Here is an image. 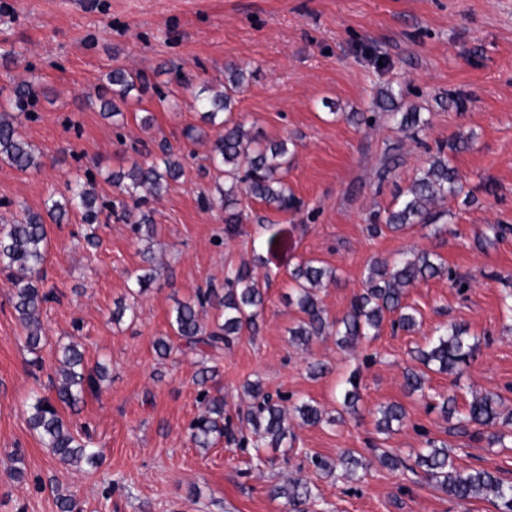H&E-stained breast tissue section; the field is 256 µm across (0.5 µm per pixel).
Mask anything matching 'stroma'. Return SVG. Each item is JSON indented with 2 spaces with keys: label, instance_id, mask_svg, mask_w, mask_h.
<instances>
[{
  "label": "stroma",
  "instance_id": "obj_1",
  "mask_svg": "<svg viewBox=\"0 0 512 512\" xmlns=\"http://www.w3.org/2000/svg\"><path fill=\"white\" fill-rule=\"evenodd\" d=\"M247 75L234 107L246 130L287 140L293 159L285 180L301 205L277 212L246 199L242 224L207 208L218 174L206 159L218 128L204 124L195 94L223 79L226 66ZM145 75L124 114L104 118L90 100L112 69ZM32 96L23 130L43 165L20 172L0 162V227L21 209L44 211L76 172L91 171L100 198L118 196L107 177L132 162H151L167 144L185 173L159 197L128 204L96 227L70 212L48 227L46 286L55 297L42 315L43 344L28 352L0 274V512H59L58 494L75 495L84 512H288L272 486L301 478L318 500L309 512H495L485 500H450L415 457L427 441L447 443L456 465L512 481V438L505 446L462 434L456 419L433 409L430 394H453L458 407L485 392L512 407V0H0V102L14 83ZM396 91L399 111L430 122L420 135L389 119L382 102ZM353 112L371 123L350 120ZM195 139H188L187 129ZM472 137L451 153L463 193L433 207V221L370 236L372 214L390 209L398 191L429 165L430 148ZM151 213L154 237L132 231ZM284 245L266 254V240ZM155 257L156 280L136 311L113 320L128 294L130 271ZM437 255L449 276L411 288L421 326L408 334L383 325L374 339L341 349L335 337L291 343L300 318L290 306V272L315 260L336 272L318 295L329 318L341 317L363 286L368 263L400 253ZM268 282L256 333L234 339L218 358L161 357L154 342L170 332L176 301L224 286L241 265ZM470 282L459 292L449 280ZM466 325L478 357L461 374L429 372L426 395L409 393L403 374L411 353L437 327ZM80 344L87 368L104 363L107 378L85 393L64 420L87 432L98 466L60 462L28 422L34 395H51L59 342ZM323 364L322 375L309 367ZM214 375L198 385L203 369ZM359 371L358 415L344 413L341 392ZM249 382L284 408L314 401L327 421L300 425L265 449L220 439L196 447L189 426L204 411L201 389L223 397L224 420L238 426L252 400ZM404 407V425L376 430L377 410ZM351 449L369 461L361 480L317 470L312 457L335 462ZM394 450L401 467L382 466L376 449Z\"/></svg>",
  "mask_w": 512,
  "mask_h": 512
}]
</instances>
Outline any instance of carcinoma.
<instances>
[{
    "instance_id": "cac0c4a2",
    "label": "carcinoma",
    "mask_w": 512,
    "mask_h": 512,
    "mask_svg": "<svg viewBox=\"0 0 512 512\" xmlns=\"http://www.w3.org/2000/svg\"><path fill=\"white\" fill-rule=\"evenodd\" d=\"M245 77L242 70L228 68L224 74L223 89L210 96L195 97L201 120L218 125L224 132L212 142L206 159L224 173L229 182L226 188H217L218 197L208 200V206H220L227 214L226 223H242V211L238 209L240 197L258 200L278 211L287 212L298 207V201L288 188L284 174L288 171L293 154L284 140H261L232 119L237 96L241 93ZM146 88V77L140 72L115 68L107 74V84L100 87L96 97L103 115L115 117L121 114V106L128 103V95L135 88ZM30 87L26 83L15 86L10 100L12 110L24 112L28 106ZM392 119L401 129L419 133L427 120L419 112H393ZM175 153L162 149V155L149 164L133 162L128 171L112 173L109 182L120 193L134 202H142L140 191L157 194L163 183L177 180L184 174V166L172 160ZM0 160L20 172L39 169L43 162L35 154L15 116L0 113ZM69 195L64 202L54 201L42 212L22 210L20 217L0 228V269L8 272L12 288V302L26 332V345L31 351L42 342L40 321L43 306L53 293L44 288L42 268L46 261L49 236L47 225L60 224L71 210L82 214L84 223H100L103 207L98 205L94 180L86 174H78L67 184ZM462 192L458 173L445 154L443 146L431 156L429 167L413 181L407 190L398 195L393 208L387 211L385 225L393 232L402 231L413 224H426L432 219L430 205L438 200L456 197ZM379 224L371 225V231H381ZM448 273V269L424 252L411 258L393 262L373 260L364 277L363 288L354 295L349 310L340 318L330 321L325 316L317 290L323 282L335 279L333 270L304 261L290 272L294 283L288 303L297 307L301 318L288 330L292 339L302 345L321 336H334L336 343L353 348L364 340L378 335L386 317L392 315V324L412 332L420 325L417 310L407 303L410 288ZM264 304V285L247 269H241L234 278L227 280L224 294L214 288L198 290L189 301L178 302L170 316L172 335L157 339L156 352L167 356L184 348L195 350L210 348L219 350L232 340L257 327L259 310ZM216 309L215 327L204 328L200 322L201 311L206 307ZM479 351L476 342H470L468 330L452 323L429 338L426 347L415 351L414 359L423 366L418 371H405V387L411 393L424 391L426 371L441 373L462 372ZM61 356L57 370L55 390L57 401L36 397L29 405L28 423L40 436L45 447L70 464L74 461L94 463L96 453L90 448V438L75 432L63 419L57 404L74 408L87 391L99 388L104 374L101 365L86 369L83 354L74 342L59 346ZM359 371L351 373L344 390L343 403L351 411H357L359 395ZM253 403L240 418L239 432L250 431L252 441L240 436L238 444H253L255 451L263 448H279L289 433L285 409L258 384L248 385ZM205 405L202 416L190 424V436L196 447L210 448L217 440L232 436L224 424V401L209 396L207 390L200 393ZM504 398L498 393H486L474 398L463 412L456 409V398L447 396L436 404L447 418L459 414L460 428L471 431L474 438L487 437L489 444H503L512 434V412L505 415L501 407ZM301 423L315 425L322 421L321 410L307 400L295 406ZM377 428L386 431L392 424L405 418V411L398 404H388L377 410ZM343 465L341 477L354 480L361 462L350 450L339 456ZM415 465L423 470L426 478L436 484L448 497L460 503L485 497L496 512H512V482L505 481L485 469H461L451 457L447 445L427 441V447L416 454ZM271 494L284 497L294 512H302V506L315 499V487L308 482L292 480L286 485L272 488Z\"/></svg>"
}]
</instances>
